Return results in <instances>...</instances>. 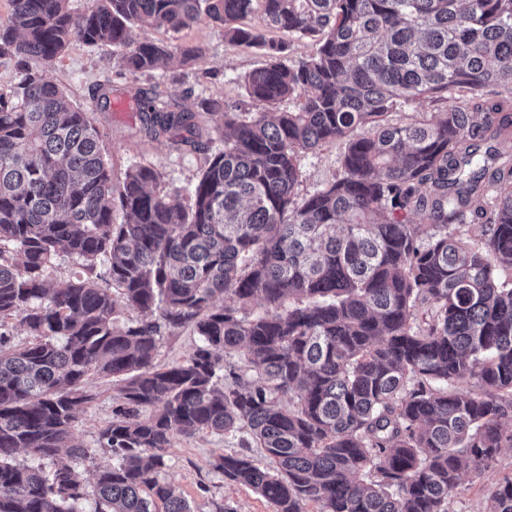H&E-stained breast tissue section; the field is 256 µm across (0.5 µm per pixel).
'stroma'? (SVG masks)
Listing matches in <instances>:
<instances>
[{
    "instance_id": "obj_1",
    "label": "stroma",
    "mask_w": 512,
    "mask_h": 512,
    "mask_svg": "<svg viewBox=\"0 0 512 512\" xmlns=\"http://www.w3.org/2000/svg\"><path fill=\"white\" fill-rule=\"evenodd\" d=\"M146 35L179 48H200L203 56L184 67L134 75L121 66L110 45H88L76 40L55 66L46 70L45 76L66 88L73 100L82 105L90 104L96 87H111L110 103L96 111L95 123L112 161L113 182H121L129 168L148 164L160 173L162 188L177 193L183 202L204 166L207 150L221 145L215 137L214 121L207 113H197L195 121L200 133L191 143L185 142L181 130L154 135L140 120L138 98L158 87L189 106L208 98L246 109L250 103L240 78L260 66L262 58L255 49L227 42L223 29L208 23L178 33L154 28ZM344 151L345 144L339 141L304 154L302 180L296 188L298 197L308 196L334 180ZM85 388L94 393L95 399L78 413L71 437L76 445L89 449L90 455L73 460L72 465L91 495L95 492V469L113 463L111 452L99 446L98 435L112 415L115 392L111 379L98 374L87 378ZM239 449L238 439L230 436L204 432L191 438L177 437L160 476L195 506L196 512H213L217 503L232 512H272V505L260 494L225 482L223 474L214 468L219 455ZM507 477H512V448L502 449L492 467L482 474H465L448 499V512H484L489 489Z\"/></svg>"
}]
</instances>
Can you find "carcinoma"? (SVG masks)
Returning a JSON list of instances; mask_svg holds the SVG:
<instances>
[{"label": "carcinoma", "mask_w": 512, "mask_h": 512, "mask_svg": "<svg viewBox=\"0 0 512 512\" xmlns=\"http://www.w3.org/2000/svg\"><path fill=\"white\" fill-rule=\"evenodd\" d=\"M10 6L0 58L25 77L0 91V512H86L73 467L41 461L90 456L70 428L92 374L116 390L93 512H193L159 472L174 437L204 430L239 437L214 467L273 512H448L462 476L512 448V156L498 147L512 93L452 102L512 86V0H94L77 19L69 0ZM257 9L313 51L289 60L243 24ZM204 21L261 52L242 78L254 111L208 104L223 146L188 204L147 164L114 185L93 122L112 88L83 106L42 72L74 40L112 46L132 74L182 66L201 50L143 31ZM419 97L448 107L389 123ZM287 98L295 109L270 111ZM139 112L155 133H193V110L162 91ZM337 141L340 173L298 198L302 154ZM62 252L83 272L58 288ZM126 311L142 318L119 328ZM12 319L30 345H11ZM184 327L192 355L156 365ZM485 512H512V478Z\"/></svg>", "instance_id": "1"}]
</instances>
